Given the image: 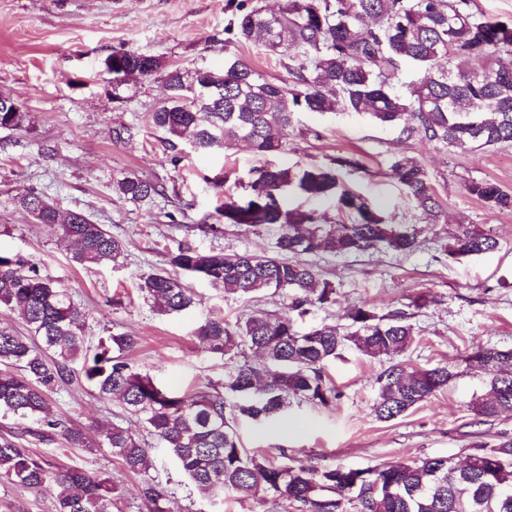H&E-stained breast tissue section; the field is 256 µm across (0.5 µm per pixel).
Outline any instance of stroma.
<instances>
[{
    "mask_svg": "<svg viewBox=\"0 0 512 512\" xmlns=\"http://www.w3.org/2000/svg\"><path fill=\"white\" fill-rule=\"evenodd\" d=\"M232 17L229 0H0V94L10 96L29 119L23 130L0 128V252L36 263L67 288L87 314L90 342L111 332L136 336L126 360L179 392L222 381L237 364L211 354L194 336L195 327L214 317L243 321L259 308L278 319L287 314L289 299L279 292L251 300L191 278L194 306L163 314L141 295L139 278L166 266L169 253L186 244L204 252L274 254L275 228L228 224L213 235L197 227L199 218L221 204L223 192L241 194L251 169L265 160L242 145L203 151L186 139L169 144L149 120L166 97L161 79L133 82L125 98L117 99L104 61L123 46L186 69H216L239 59L267 80L286 79L279 55L257 42L228 38ZM122 126L132 128V137L116 139ZM352 154L363 166L339 170L340 182L393 223L419 230V245L406 254L381 248L313 256L315 269L335 286L336 301L312 307L305 324L341 327L349 309L383 315L425 296L426 305L413 310L417 341L406 358L419 369L448 362L457 376L404 416L382 422L372 405L376 378L387 363L348 351L328 366L339 392L334 404L291 403L272 425L239 421L243 447L280 466L364 468L426 457L461 460L475 444L512 438V414L488 420L474 414V400L488 387L464 364L474 346L512 348V210L489 209L465 191L468 182L487 180L512 193V145L446 150L426 139H404L398 129L364 115L303 112L288 131L285 151L272 162L298 169ZM401 154L416 157L427 170L441 204L438 217L422 220L392 177L391 162ZM128 173L161 184L163 197L147 207L113 194V178ZM218 176L227 179L224 189L212 184ZM31 187L124 238L122 263H76L74 245L15 204ZM460 224L492 231L500 249L452 257V235ZM53 400L67 426L83 429L89 440L115 423L146 433L118 399L99 398L84 381L61 386ZM9 432L51 468L79 466L111 478L118 492L116 512H140V476L106 451L69 447L59 435L42 440L26 433L22 423L0 418V434ZM150 457L149 473L169 493L172 512H294L287 500L271 494L204 498L165 449L152 446ZM54 504L53 485L31 489L0 480V512H54Z\"/></svg>",
    "mask_w": 512,
    "mask_h": 512,
    "instance_id": "stroma-1",
    "label": "stroma"
}]
</instances>
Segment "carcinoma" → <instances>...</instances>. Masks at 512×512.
<instances>
[{"label": "carcinoma", "mask_w": 512, "mask_h": 512, "mask_svg": "<svg viewBox=\"0 0 512 512\" xmlns=\"http://www.w3.org/2000/svg\"><path fill=\"white\" fill-rule=\"evenodd\" d=\"M228 31L239 42L258 37L284 60L288 79L264 80L245 62L228 60L210 70L215 97H199L194 72L165 64L153 55L126 48L112 50L105 70L117 86L137 77L160 75L167 96L153 112V127L174 139L191 136L200 150L246 144L256 155L280 153L299 112H354L407 139L425 138L444 148H487L512 144V22L490 21L470 9V0H285L273 13L263 6L236 5ZM486 61L489 81L473 77L470 62ZM405 69L418 79L404 93L392 78ZM0 96V127L20 129L23 111ZM361 168L355 156L333 159L331 166L264 167L253 171L248 198L229 197L218 209L226 224L277 229V255L200 252L181 245L169 255L172 271L139 278L138 289L163 313H180L194 293L180 274L200 278L226 294L255 297L284 292L289 309L307 315L316 305L336 302V288L301 259L320 251L358 253L383 246L397 253L417 247L414 233L387 222L368 200L339 182L337 169ZM391 171L415 202L424 220L439 207L429 176L413 156L394 158ZM294 189L314 200L333 198L342 224H322L314 211L290 209L283 197ZM466 192L490 208L512 210V194L488 181H471ZM112 192L144 205L163 194L160 186L136 175L112 180ZM38 223L59 239L76 245L79 264L118 263L126 242L82 211H63L42 191L15 197ZM500 241L468 228L456 235V256L494 252ZM0 310L17 316L27 334L0 326V415L29 421L49 435L62 431L73 448L104 447L124 469L142 474L140 499L146 512H170L166 492L148 475L150 448L119 424L93 444L69 428L54 410L51 394L81 376L101 398L118 397L126 412L140 420L166 448L198 492L208 498L232 493L250 499L260 493L286 498L296 512H512V440L477 444L468 464L451 457H427L394 464L354 468L342 463L323 469L276 466L243 448L236 430L240 418L263 422L288 407L291 399L328 407L338 393L327 365L349 348L386 359L373 404L380 421L396 419L448 387L457 377L448 363L427 369L397 360L416 342L410 314L402 309L379 316L353 308L350 325H323L299 331L288 317L271 319L256 311L244 322L220 317L200 324L194 335L208 350L233 357L249 349L258 365L235 367L222 384H207L178 394L152 375L133 368L123 353L137 337L122 333L88 343L85 313L67 289L40 273L37 265L0 254ZM468 367L486 377L489 394L474 402L485 418L512 413V350L475 347ZM234 398L228 402L227 396ZM0 479L39 488L57 486L55 512H112L116 487L108 478L79 467L53 471L21 448L14 436H0Z\"/></svg>", "instance_id": "cac0c4a2"}]
</instances>
